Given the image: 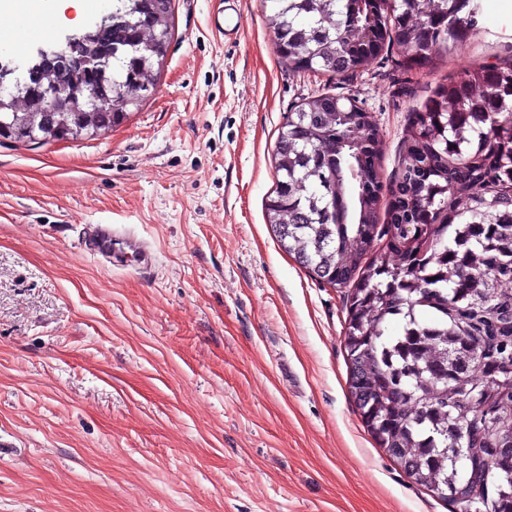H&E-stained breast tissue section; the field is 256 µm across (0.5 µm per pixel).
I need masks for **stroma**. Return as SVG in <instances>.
I'll list each match as a JSON object with an SVG mask.
<instances>
[{
  "instance_id": "obj_1",
  "label": "stroma",
  "mask_w": 512,
  "mask_h": 512,
  "mask_svg": "<svg viewBox=\"0 0 512 512\" xmlns=\"http://www.w3.org/2000/svg\"><path fill=\"white\" fill-rule=\"evenodd\" d=\"M479 3L435 68L335 78L288 69L263 0H173L155 91L119 126L0 138V512H450L365 428L343 294L265 202L280 125L321 93L373 113L391 173L410 109L512 58V11ZM89 224L119 227L120 263L84 250Z\"/></svg>"
}]
</instances>
